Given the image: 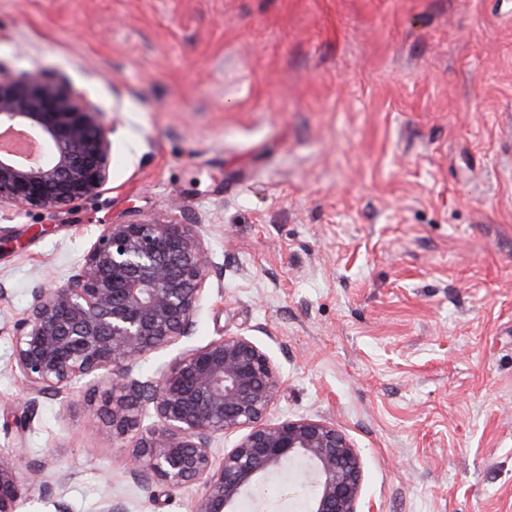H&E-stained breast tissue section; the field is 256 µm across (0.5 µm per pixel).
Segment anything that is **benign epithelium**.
Wrapping results in <instances>:
<instances>
[{"label": "benign epithelium", "instance_id": "benign-epithelium-1", "mask_svg": "<svg viewBox=\"0 0 512 512\" xmlns=\"http://www.w3.org/2000/svg\"><path fill=\"white\" fill-rule=\"evenodd\" d=\"M21 129L42 145L23 162L0 150V205L40 209L99 195L110 179L112 141L99 111L43 71L0 68V132ZM201 232L191 224H107L63 284L34 292L16 326L12 369L30 398L66 395L83 379L111 383L98 409L114 437L139 433L128 473L149 486L201 484L191 512H237V504L282 468L304 464L315 489L309 512H358V449L333 423L267 420L282 381L262 348L243 334L186 348L159 377L131 378L148 353L191 335L208 278ZM155 422L144 428L142 416ZM244 431L215 465L212 444ZM24 457L0 449V512H17Z\"/></svg>", "mask_w": 512, "mask_h": 512}]
</instances>
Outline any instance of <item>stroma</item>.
I'll return each instance as SVG.
<instances>
[{
  "mask_svg": "<svg viewBox=\"0 0 512 512\" xmlns=\"http://www.w3.org/2000/svg\"><path fill=\"white\" fill-rule=\"evenodd\" d=\"M0 68L66 81L114 143L100 196L0 206L18 512H190L202 491L130 478V439L89 405L108 383L30 407L12 368L33 292L130 221L201 225L183 346L264 349L270 420L349 437L361 512H512V0H0ZM270 482L239 512H307L294 467Z\"/></svg>",
  "mask_w": 512,
  "mask_h": 512,
  "instance_id": "stroma-1",
  "label": "stroma"
}]
</instances>
